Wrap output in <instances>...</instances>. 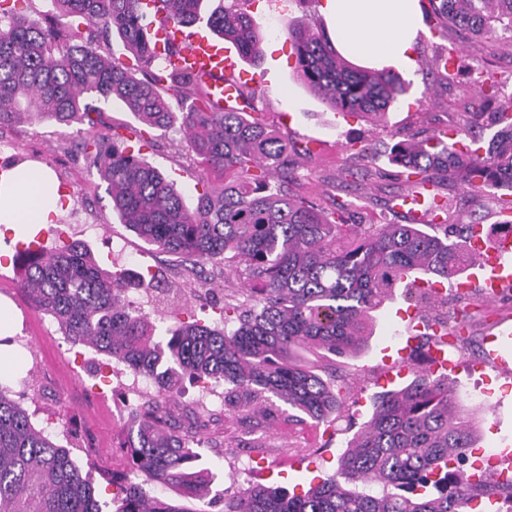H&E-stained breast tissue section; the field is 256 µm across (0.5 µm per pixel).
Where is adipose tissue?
Segmentation results:
<instances>
[{"instance_id": "1", "label": "adipose tissue", "mask_w": 512, "mask_h": 512, "mask_svg": "<svg viewBox=\"0 0 512 512\" xmlns=\"http://www.w3.org/2000/svg\"><path fill=\"white\" fill-rule=\"evenodd\" d=\"M322 12L333 24L337 48L362 63L415 64L414 44L422 29L417 0H325ZM41 178H24L22 167L0 171V226L14 235L31 224H47L59 210L58 195Z\"/></svg>"}]
</instances>
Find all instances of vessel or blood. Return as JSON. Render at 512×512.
<instances>
[{"label": "vessel or blood", "instance_id": "obj_1", "mask_svg": "<svg viewBox=\"0 0 512 512\" xmlns=\"http://www.w3.org/2000/svg\"><path fill=\"white\" fill-rule=\"evenodd\" d=\"M170 44L177 47L168 57L170 65L201 75L216 107L241 103V82L235 75V62L229 50L198 35L186 37L182 30L171 25L158 31L156 49L165 51ZM432 195V184H425L422 190L403 196L397 210L409 218L423 219L429 212L427 201ZM471 245L482 255L484 267L490 268L492 274L484 279L470 274V282L482 284L487 296L498 295L502 288L512 284V235L504 233L489 241L478 235ZM430 356L433 373L444 375L452 369L446 341L432 339Z\"/></svg>", "mask_w": 512, "mask_h": 512}]
</instances>
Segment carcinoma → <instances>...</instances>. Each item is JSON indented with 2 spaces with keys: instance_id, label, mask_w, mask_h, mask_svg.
Instances as JSON below:
<instances>
[{
  "instance_id": "cac0c4a2",
  "label": "carcinoma",
  "mask_w": 512,
  "mask_h": 512,
  "mask_svg": "<svg viewBox=\"0 0 512 512\" xmlns=\"http://www.w3.org/2000/svg\"><path fill=\"white\" fill-rule=\"evenodd\" d=\"M20 0H0V128L26 114L60 124H86L92 136L78 144L89 169L106 183L120 222L158 251L177 258L179 280L165 286L146 271L131 275L102 268L86 242L75 239L41 252L21 251L22 288L69 342L89 347L151 380L130 407L124 446L127 469L112 474V512H206L213 474L201 450L209 443L168 423L163 401L188 378L204 396H248L246 421L275 419L293 410L298 423H334L344 407L336 365L329 356L356 357L367 348L375 312L420 276L450 281L474 262L464 245L474 225L448 223V204L431 234L418 224L350 223L348 204L327 191L299 198L290 191L295 161L310 154L279 128L249 112L215 111L202 78L165 66L155 52V18L190 27L201 0H49L74 18L65 29L50 16L25 18ZM254 0L232 3L208 17L213 32L240 58L260 56ZM442 32L466 30L489 52L501 45L498 28L512 31V0H429ZM118 34L126 58L114 54ZM299 78L336 112L385 122L408 83L393 69L357 67L320 30L290 26ZM474 116L489 110L496 131L481 154H464L448 129L400 140L387 154L396 179L456 184L490 194L498 212H512V97L497 83L477 80ZM121 101L143 125L125 136L102 133L103 109L86 101ZM182 105L174 112L171 99ZM179 126L186 159L198 169L202 192L188 207L135 146L152 143L150 130ZM210 282L233 271L241 288L224 297L220 325L188 309L198 270ZM132 291L155 293L169 309L167 338ZM469 292L457 293L446 329L465 327ZM475 434L448 378L420 371L404 386L372 399V413L347 442L334 475L302 495L278 486L237 484L217 493L222 512H472L473 502L498 483L463 481ZM174 496L153 494L148 486ZM0 512H103L88 473L58 434L38 429L31 414L0 385Z\"/></svg>"
}]
</instances>
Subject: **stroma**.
I'll return each instance as SVG.
<instances>
[{
    "label": "stroma",
    "instance_id": "1",
    "mask_svg": "<svg viewBox=\"0 0 512 512\" xmlns=\"http://www.w3.org/2000/svg\"><path fill=\"white\" fill-rule=\"evenodd\" d=\"M320 8L319 0H308L304 5L290 0L285 7L272 0H256L253 11L260 25L262 58L255 65L240 62L237 69L244 88L255 94L253 107L260 118L286 129L293 137L314 141L315 157L297 164L295 190L301 195L314 194L321 190L323 182L337 175L349 142L358 141L378 150L376 165L387 172L390 165L381 150L391 134L424 137L438 127H455L469 110L478 71L491 72L505 92L512 93L511 45L501 44L490 55L479 38L469 32L433 33L434 22L427 18L415 53L429 61L445 53L454 55L458 66L450 78L438 83L420 69L403 71L410 89L390 112L387 127H374L358 117H337L298 78L292 47L285 35L291 24L324 25ZM271 18L278 24V33L269 30L267 21ZM84 132V125L64 126L47 119L2 128L0 167L20 162L32 171L50 175L51 187L67 185L66 207L55 217L53 228L62 238L85 240L103 265L117 264L135 272L152 267L165 276H174L173 258L158 254L120 223L105 183L96 172L88 170L80 153L67 151V144L79 141ZM179 139L173 128L157 132L154 146L144 148L143 154L175 180L185 204L192 207L198 195V177L176 154L174 144ZM400 189L398 180L385 175L372 179L365 188L341 192L340 197L354 203L363 223L404 224L407 216L386 205L390 195ZM439 190L451 205V223L467 222L473 214L481 217L485 235H496L498 216L492 197H463L448 182L441 184ZM17 252L18 246L11 238H0V304L11 312L9 335L26 338L25 345L8 347L11 373L4 383L35 424L54 427L65 422L67 432L59 442L70 448L74 458L83 459L86 443H93L99 461L98 467L89 471L95 496L101 503L111 504L113 486L109 473L127 465L122 450L127 411L118 407L117 401L124 395L130 378L116 373L107 356L71 345L50 317L30 305L20 286ZM411 304L409 295L397 293L394 301L377 311L368 349L356 357L337 358V369L348 373L351 394L359 400L353 419L342 418L329 427L276 419L264 431L269 447L263 453V464L247 470L242 466L247 451L245 425L227 406L210 405L205 434L219 452L208 455L206 462L216 478V488H223L231 473L244 483H274L299 493L332 475L338 455L354 435V427L366 419L371 396L386 388L382 380L383 358L406 340V323L400 313ZM509 315L512 316L511 290L478 312L468 330L469 345L450 353L456 364L451 379L477 435L469 450V459L475 463L485 462L489 449H512V375L478 365L483 337L490 335L499 318Z\"/></svg>",
    "mask_w": 512,
    "mask_h": 512
}]
</instances>
